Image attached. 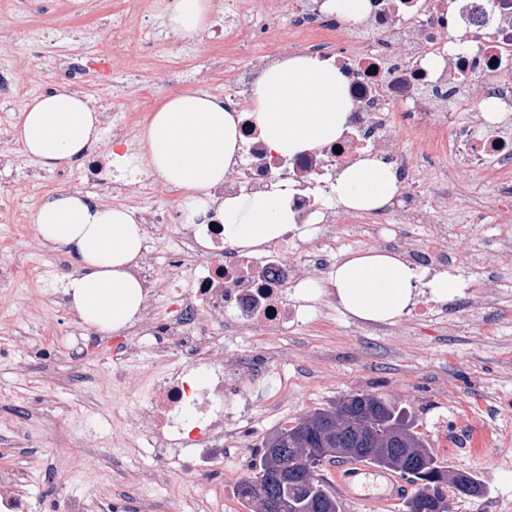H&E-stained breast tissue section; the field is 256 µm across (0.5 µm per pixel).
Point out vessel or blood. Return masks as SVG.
<instances>
[{
  "label": "vessel or blood",
  "instance_id": "b4317fda",
  "mask_svg": "<svg viewBox=\"0 0 512 512\" xmlns=\"http://www.w3.org/2000/svg\"><path fill=\"white\" fill-rule=\"evenodd\" d=\"M333 475L337 493L356 504L389 507L405 500L411 490L400 474L377 469L363 459L337 464Z\"/></svg>",
  "mask_w": 512,
  "mask_h": 512
}]
</instances>
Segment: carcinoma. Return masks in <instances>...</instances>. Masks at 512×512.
Listing matches in <instances>:
<instances>
[{
    "label": "carcinoma",
    "mask_w": 512,
    "mask_h": 512,
    "mask_svg": "<svg viewBox=\"0 0 512 512\" xmlns=\"http://www.w3.org/2000/svg\"><path fill=\"white\" fill-rule=\"evenodd\" d=\"M365 459L394 470L417 485L406 512H448L443 484L473 500L483 497L479 480L467 472L448 476L400 412L370 393H351L284 427L265 444L259 470L242 479L239 500L266 512V499L278 512H340L336 496L312 471L336 457Z\"/></svg>",
    "instance_id": "obj_1"
}]
</instances>
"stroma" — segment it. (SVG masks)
Segmentation results:
<instances>
[{
    "instance_id": "obj_1",
    "label": "stroma",
    "mask_w": 512,
    "mask_h": 512,
    "mask_svg": "<svg viewBox=\"0 0 512 512\" xmlns=\"http://www.w3.org/2000/svg\"><path fill=\"white\" fill-rule=\"evenodd\" d=\"M66 2L37 0L26 10L21 0H0V61L14 66L18 86L12 98L0 100V138L17 139L21 104L58 84L54 58L26 56L13 20L40 24ZM85 8L75 30L93 19L140 31L166 26L165 15L150 14L149 0H87ZM264 52L260 39L245 52L205 49L198 60L206 76L199 92L223 95L225 72ZM141 74L136 58L115 56L110 84L84 94L91 104L127 109L129 121L144 126L146 115L127 108ZM33 164L19 150L0 172V184L11 186L18 200L13 222L0 226V269H20L36 257L44 264L29 280L0 278V474L18 480L29 512H46L48 500L99 492L116 501L131 492L144 504L175 497L180 512H207L214 500L222 502V512H251L238 500L236 485L253 476L265 442L313 410L362 391L405 412L445 470L469 472L484 485L479 500L461 498L445 486L450 512H512V178L495 180L459 168L444 185L427 172L421 195L429 216L403 231L433 249L439 227L447 228L458 261L448 271L455 293L434 302L429 317L407 313L391 324L352 320L332 304L314 312L307 328L273 339L286 357L267 365L270 390L252 397L241 444L225 455L223 473L195 481L170 471L154 481L146 477L149 457L135 445L136 428L125 418L145 404L163 364L151 336L141 334L130 382L117 400V334L91 331L88 354L75 357L67 329L79 317L65 294L66 255L42 243L34 215L44 197L68 188L66 176L76 164L43 171L35 192L28 187ZM47 343L55 354L39 356ZM37 399L42 409H32ZM59 454L69 457L72 470L62 489L49 480Z\"/></svg>"
}]
</instances>
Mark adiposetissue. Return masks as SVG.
<instances>
[{"instance_id":"obj_1","label":"adipose tissue","mask_w":512,"mask_h":512,"mask_svg":"<svg viewBox=\"0 0 512 512\" xmlns=\"http://www.w3.org/2000/svg\"><path fill=\"white\" fill-rule=\"evenodd\" d=\"M213 10V0H175L168 26L182 38H196L209 26ZM249 107L268 147L285 157L339 140L351 111L341 72L307 55L285 58L267 69L249 91ZM16 127L25 153L46 170L82 158L101 135L98 112L85 96L64 86L25 101ZM241 142L239 117L226 108L223 97L190 90L164 98L140 140L151 171L182 193L188 223L206 224L219 217L226 241L256 249L278 240L297 221L290 189L278 184L266 191L215 196ZM402 184L393 164L368 156L337 174L329 198L347 210L370 214L389 206ZM34 224L46 243L78 266L65 293L80 319L106 334L130 326L145 298L136 268L146 232L133 213L90 195L59 190L39 206ZM418 280L395 252L349 250L324 280L301 282L295 296L313 302L331 295L348 317L391 323L413 305Z\"/></svg>"}]
</instances>
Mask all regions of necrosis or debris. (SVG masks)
I'll use <instances>...</instances> for the list:
<instances>
[{
    "label": "necrosis or debris",
    "instance_id": "4bbe7bcc",
    "mask_svg": "<svg viewBox=\"0 0 512 512\" xmlns=\"http://www.w3.org/2000/svg\"><path fill=\"white\" fill-rule=\"evenodd\" d=\"M370 12L356 24H343L323 13V0H291L288 35L272 29L270 5L251 8L248 0H224V14L214 33L235 35L245 46L267 36V58L305 53L336 66L344 74L353 110L348 129L336 145L294 157L271 151L251 120L240 124L244 136L243 163L224 181V192L258 191L276 183L293 191L291 205L301 224L317 229L319 249H298L294 232L253 256L224 239L220 222L188 224L182 208L159 207V190L152 175L137 169L134 198L102 151H93L73 181L107 190L127 204L148 233L159 236L177 228L178 250L167 257L170 280L156 279L142 268L148 301L139 317L141 330L152 332L162 354L177 355V367L154 381L150 401L137 413L141 442L154 461L148 476L157 479L179 467L207 479L224 467V450L238 445L234 420L244 418L237 405L244 389L261 394L265 386L244 364L225 362L217 337L234 341L254 325L276 335L303 325L304 316L288 300L304 268L332 265L336 231L347 215L322 208L321 197L337 170L364 154L390 153L406 173L403 192L391 213L400 224H418L423 217L414 179L417 167L449 153L455 165L471 169L490 166L512 169V0H369ZM462 51L449 53L450 43ZM64 58H80L78 67L59 68L58 77L75 90L104 79L109 70L104 55L83 43L62 46ZM442 68L428 67L431 56ZM489 98L498 102V118L484 134L475 127L459 129L446 138L457 112L479 110ZM420 136L423 146L400 149L403 130ZM417 272L450 265L453 251H431L401 232L389 242Z\"/></svg>",
    "mask_w": 512,
    "mask_h": 512
}]
</instances>
